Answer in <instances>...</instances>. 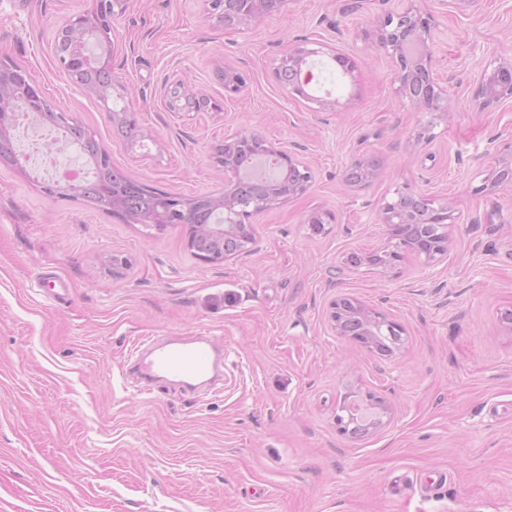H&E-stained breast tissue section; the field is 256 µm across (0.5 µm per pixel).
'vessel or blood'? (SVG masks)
<instances>
[{
    "mask_svg": "<svg viewBox=\"0 0 512 512\" xmlns=\"http://www.w3.org/2000/svg\"><path fill=\"white\" fill-rule=\"evenodd\" d=\"M129 360L143 378H172L192 390L198 383L218 380L224 366V352L210 338L195 336L136 346Z\"/></svg>",
    "mask_w": 512,
    "mask_h": 512,
    "instance_id": "1",
    "label": "vessel or blood"
}]
</instances>
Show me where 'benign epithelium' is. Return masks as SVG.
Returning a JSON list of instances; mask_svg holds the SVG:
<instances>
[{
  "label": "benign epithelium",
  "instance_id": "benign-epithelium-1",
  "mask_svg": "<svg viewBox=\"0 0 512 512\" xmlns=\"http://www.w3.org/2000/svg\"><path fill=\"white\" fill-rule=\"evenodd\" d=\"M407 6L396 13H389L379 21V44L391 57L395 59L396 69L394 82L397 83V92L409 99L416 107L425 110H437L441 101L447 99V90L441 87L431 71V46L433 45V29L435 23L429 16L420 13L413 0H406ZM288 0H251V11L239 17L236 27H246L253 20L264 16H272L283 11ZM101 0H94L93 8L71 19L65 33V50L59 58L61 66L67 73L72 84L82 93L90 96L98 95V85L86 82L80 78L77 71L68 67L71 58L86 60V33L90 20L99 16ZM317 54L315 49L297 46L288 51L276 68V76L289 71L296 75V80L288 84L290 93L309 100L307 92L314 80V73L308 65V58ZM19 71V67L0 61V160L13 153L14 110L12 100L15 95V86L12 74ZM186 86L181 80L165 83L164 101L167 108L175 112H199L207 106L209 101L197 93L185 94ZM479 107L487 109L501 101L512 99V63H503L490 74H482L475 94ZM258 142L262 148L257 151L259 156H272L278 159L288 169V193H283L281 184L270 183L263 198L252 204V211L260 212L276 206L288 199L304 194L310 187L311 174L300 160L301 146L292 145V149L285 151L276 147L264 138L248 131L224 141V191L203 196V199L213 210H222L227 213L237 212L239 201L232 196L230 185L238 178L239 168L235 161L234 151L244 142ZM379 175V162L371 157H362L354 161L346 170V179L357 186L363 187L372 183ZM512 186V144L506 146L496 159L495 166L490 170L486 183L475 189L479 193L487 187ZM195 205L193 199H183L172 196L158 204L151 212L131 214L127 212L122 199L111 197L109 206L112 211L123 216L133 224H153L155 226L167 221L168 214L183 210L189 211ZM380 223L390 230L391 237H396V231L404 224L414 223L411 212L402 209L400 199L385 203L379 212ZM205 239L204 250L196 255V259L204 263H212L217 259L229 261L241 259L251 253L254 240L251 235L242 231L230 237L224 235L222 225L189 226L188 245H193L199 239ZM411 252L423 254L426 259L433 260L437 254H445L447 249L439 252H427L417 244L381 249L387 256L386 261L380 265L383 271L393 269L397 262L403 258V253ZM328 321L331 330L338 336L349 337L360 344H366V339L379 334L384 329L388 332H404L403 327L390 319L382 311L368 306L346 294H338L329 302ZM367 406L378 410L376 426L383 425V417L390 411L389 402L382 396L367 395Z\"/></svg>",
  "mask_w": 512,
  "mask_h": 512
}]
</instances>
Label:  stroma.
<instances>
[{
	"mask_svg": "<svg viewBox=\"0 0 512 512\" xmlns=\"http://www.w3.org/2000/svg\"><path fill=\"white\" fill-rule=\"evenodd\" d=\"M290 0L282 15L229 28L203 0H130L112 24L116 75L131 99L70 85L54 34L92 0H0V59L25 69L58 110L88 126L114 167L184 198L224 188L212 144L240 131L304 145L303 195L253 214L251 255L211 265L187 227L157 231L44 194L0 165V512H512V189L480 192L512 141V100L480 109L482 73L512 62V0H416L435 22L431 68L442 110L394 84L374 30L398 0ZM312 49V100L275 77L289 48ZM345 55L349 69L333 61ZM245 81L224 93L219 73ZM183 79L217 107L175 114L165 82ZM335 100L321 110L322 98ZM133 112L143 141L118 137ZM430 144L416 145L420 130ZM378 177L349 186L354 159ZM451 204L449 246L392 270L346 269L387 242L381 206L406 190ZM330 214L312 233L311 213ZM129 258L122 277L113 255ZM405 330L382 357L334 335L335 293ZM142 336H210L224 383L195 394L125 377ZM392 407L360 438L338 433L345 394Z\"/></svg>",
	"mask_w": 512,
	"mask_h": 512,
	"instance_id": "stroma-1",
	"label": "stroma"
}]
</instances>
